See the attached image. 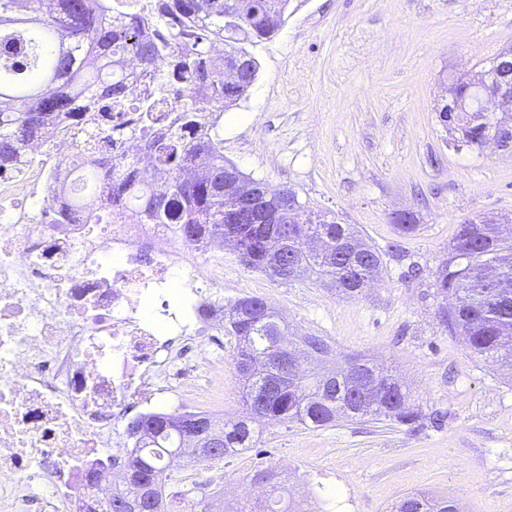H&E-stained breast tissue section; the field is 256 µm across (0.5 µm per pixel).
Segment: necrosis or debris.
Returning a JSON list of instances; mask_svg holds the SVG:
<instances>
[{
    "instance_id": "1",
    "label": "necrosis or debris",
    "mask_w": 512,
    "mask_h": 512,
    "mask_svg": "<svg viewBox=\"0 0 512 512\" xmlns=\"http://www.w3.org/2000/svg\"><path fill=\"white\" fill-rule=\"evenodd\" d=\"M77 153L51 129L0 177V512L108 501L139 442L132 414H224L223 239L40 222L51 174Z\"/></svg>"
}]
</instances>
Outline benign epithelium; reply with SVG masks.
I'll list each match as a JSON object with an SVG mask.
<instances>
[{"label": "benign epithelium", "instance_id": "1", "mask_svg": "<svg viewBox=\"0 0 512 512\" xmlns=\"http://www.w3.org/2000/svg\"><path fill=\"white\" fill-rule=\"evenodd\" d=\"M463 80V84L449 87L445 98L448 126L457 127L455 145L459 148L471 146L462 129L458 128L459 119L470 112H477L484 121L498 128L497 136L482 141V145L504 150L505 143L512 139V122L502 117V113L512 112V49L507 48L497 54L492 63V71L483 75L467 74ZM224 191L231 200L232 210H242L259 222L268 217L267 198L274 195V192L267 185H260L248 193L226 185ZM151 498L150 488L145 487L141 497L118 504L116 508L121 512H141Z\"/></svg>", "mask_w": 512, "mask_h": 512}]
</instances>
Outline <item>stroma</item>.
<instances>
[{"label":"stroma","instance_id":"35a3bbf8","mask_svg":"<svg viewBox=\"0 0 512 512\" xmlns=\"http://www.w3.org/2000/svg\"><path fill=\"white\" fill-rule=\"evenodd\" d=\"M510 44L512 0H291L254 46L258 77L224 114L225 158L356 225L384 269L350 299L308 277L271 281L229 252L224 297L260 296L338 358L388 367L423 417L273 424L215 470L244 487L256 469L282 472L319 512H388L408 493L512 512V384L444 331L431 287L458 224L512 216V154L455 150L436 112L454 78ZM406 211L409 234L393 222ZM413 263L422 277L409 276Z\"/></svg>","mask_w":512,"mask_h":512}]
</instances>
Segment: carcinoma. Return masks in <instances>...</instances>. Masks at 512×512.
<instances>
[{
  "label": "carcinoma",
  "mask_w": 512,
  "mask_h": 512,
  "mask_svg": "<svg viewBox=\"0 0 512 512\" xmlns=\"http://www.w3.org/2000/svg\"><path fill=\"white\" fill-rule=\"evenodd\" d=\"M290 0H0V176L21 165L27 143L56 124L79 137L74 163L92 198L95 222L134 214L148 224H174L189 244L210 234L235 242L239 261L274 281L295 279L294 268L275 276V253L308 268V275L336 294L355 298L379 277L382 254L350 224L302 202L292 189L269 203L273 224H252L224 207V180L252 178L224 158V111L237 105L257 78L249 47L270 38L284 23ZM145 82L141 96L127 98L128 81ZM179 105L169 124L165 113ZM140 140L166 178L145 185L133 161L112 155V136ZM85 202L67 200L44 213L51 224H78ZM508 216H482L456 228L433 286L445 331L463 337L470 355L512 380V237L501 236ZM224 335L235 339L234 364L244 411L216 423L203 414L208 433L223 441L224 460L255 447L267 422L326 429L341 419L372 418L411 425L422 417L409 389L387 369L363 357L360 369L376 384L373 398L358 388L352 363L336 371H295L291 361L321 364L335 353L324 336L294 335L275 308L257 296L224 305ZM179 416L153 413L135 422L144 446L141 479L152 484L158 512H167L166 457L201 455L173 424ZM253 481L275 493L228 512H310L278 492V474L260 469ZM452 501L408 494L390 512H448Z\"/></svg>",
  "instance_id": "obj_1"
}]
</instances>
